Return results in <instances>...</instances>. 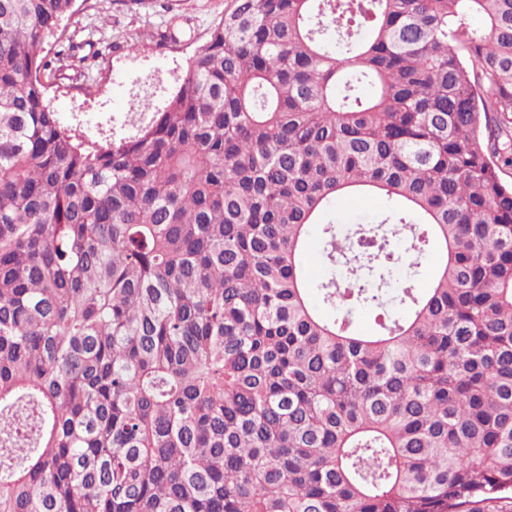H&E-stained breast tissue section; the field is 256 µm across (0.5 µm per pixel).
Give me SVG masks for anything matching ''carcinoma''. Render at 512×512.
<instances>
[{
  "instance_id": "1",
  "label": "carcinoma",
  "mask_w": 512,
  "mask_h": 512,
  "mask_svg": "<svg viewBox=\"0 0 512 512\" xmlns=\"http://www.w3.org/2000/svg\"><path fill=\"white\" fill-rule=\"evenodd\" d=\"M73 6L0 0V512L512 494V0H233L120 139L47 101ZM356 191L396 219L323 225L344 275L314 286ZM432 246L431 288H392ZM322 238L318 230L309 237L306 250L303 254V265L307 270L311 284L324 280L327 273V265L322 254Z\"/></svg>"
}]
</instances>
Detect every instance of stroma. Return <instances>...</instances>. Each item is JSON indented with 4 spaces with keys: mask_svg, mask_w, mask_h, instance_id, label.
Wrapping results in <instances>:
<instances>
[{
    "mask_svg": "<svg viewBox=\"0 0 512 512\" xmlns=\"http://www.w3.org/2000/svg\"><path fill=\"white\" fill-rule=\"evenodd\" d=\"M231 6L232 0H75L58 33L71 56L43 77L52 108L63 124L127 133L133 92H147L152 109L163 108L189 58ZM386 210L380 197L357 195L337 200L319 221L343 233L381 220Z\"/></svg>",
    "mask_w": 512,
    "mask_h": 512,
    "instance_id": "stroma-1",
    "label": "stroma"
}]
</instances>
